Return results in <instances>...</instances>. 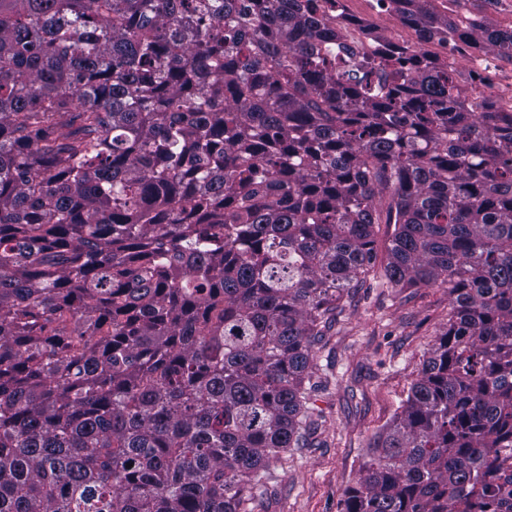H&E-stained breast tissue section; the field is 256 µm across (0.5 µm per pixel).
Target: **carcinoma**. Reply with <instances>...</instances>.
<instances>
[{
    "instance_id": "1",
    "label": "carcinoma",
    "mask_w": 512,
    "mask_h": 512,
    "mask_svg": "<svg viewBox=\"0 0 512 512\" xmlns=\"http://www.w3.org/2000/svg\"><path fill=\"white\" fill-rule=\"evenodd\" d=\"M373 269L453 303L344 512H512V112L321 0H0V512H247ZM367 1V2H366ZM330 6L329 15L333 18L334 27L340 33L342 41L354 43L360 51V55L373 59L388 58L397 60L410 57L415 52V46L398 36H382L373 25L374 19L394 16L407 30L414 33L415 20H406L395 11L394 3L390 0H364L347 2L348 10L358 16L344 11L341 5L344 0L327 1Z\"/></svg>"
}]
</instances>
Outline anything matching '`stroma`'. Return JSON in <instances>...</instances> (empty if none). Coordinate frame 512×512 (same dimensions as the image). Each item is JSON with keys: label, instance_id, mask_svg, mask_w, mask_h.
Masks as SVG:
<instances>
[{"label": "stroma", "instance_id": "stroma-1", "mask_svg": "<svg viewBox=\"0 0 512 512\" xmlns=\"http://www.w3.org/2000/svg\"><path fill=\"white\" fill-rule=\"evenodd\" d=\"M447 288H391L366 276L344 300L336 327L313 352L315 445L270 464L271 486L252 512H342L369 457V442L408 394L448 323Z\"/></svg>", "mask_w": 512, "mask_h": 512}]
</instances>
